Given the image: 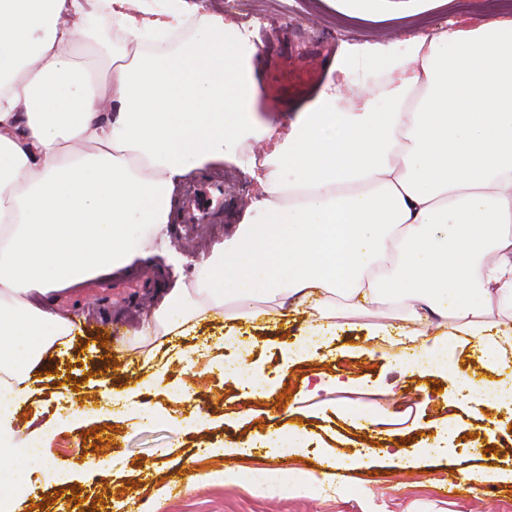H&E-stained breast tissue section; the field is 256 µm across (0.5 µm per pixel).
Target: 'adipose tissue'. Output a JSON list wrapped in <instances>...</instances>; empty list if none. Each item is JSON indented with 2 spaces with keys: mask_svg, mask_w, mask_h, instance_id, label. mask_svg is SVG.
I'll return each instance as SVG.
<instances>
[{
  "mask_svg": "<svg viewBox=\"0 0 512 512\" xmlns=\"http://www.w3.org/2000/svg\"><path fill=\"white\" fill-rule=\"evenodd\" d=\"M399 22L451 0H327ZM108 15L120 56L75 62ZM256 41L179 0H0V512L52 454L17 418L32 369L76 327L56 295L170 251L175 183L261 150V198L236 234L171 288L133 342L144 359L211 318L251 324L302 307L315 336L342 308L427 352L472 343L512 362V20L345 45L285 136L262 119ZM385 100L377 109V100ZM455 323L456 337L446 332Z\"/></svg>",
  "mask_w": 512,
  "mask_h": 512,
  "instance_id": "adipose-tissue-1",
  "label": "adipose tissue"
}]
</instances>
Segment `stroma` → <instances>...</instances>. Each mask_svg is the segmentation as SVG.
Masks as SVG:
<instances>
[{"label":"stroma","mask_w":512,"mask_h":512,"mask_svg":"<svg viewBox=\"0 0 512 512\" xmlns=\"http://www.w3.org/2000/svg\"><path fill=\"white\" fill-rule=\"evenodd\" d=\"M199 2L244 26L255 17L263 20V56L256 64L263 87L274 79V64L282 53L317 52L333 62L343 43L389 34L388 29L351 21L325 0ZM450 19L474 26L487 17L476 0L465 5L452 0L447 7L417 15L408 27L427 31ZM205 181L223 187L224 202L209 211L198 233L183 222L182 214L190 189ZM252 193L248 168L229 161L211 167L207 177H187L170 212V242L188 252L182 268L170 265L162 253H152L108 279L114 285L140 278L146 287L106 300L81 287L57 305V312L72 317L78 333L52 347L37 366L35 393L20 418L47 428L44 442L56 467L71 471L72 477L66 482L35 477L33 494L17 501L16 512H65L75 494L82 512H118L119 504L131 500L138 512H512V403L489 410L459 395L457 373L469 374L475 385L485 375L471 350L456 352L447 374L419 376L401 361L402 346L373 339L374 315L358 311L345 312L327 339L311 347L304 361L290 365L283 354L297 351L304 334L302 315L293 313L287 320L260 325L221 319L204 323L195 334L174 341L176 350L194 355V362H171L161 380L144 366L140 351L124 347V338L139 329L144 313L160 304L169 283L191 275L214 244L235 234ZM224 336L250 338L246 362L273 388V398L252 396L197 356L203 343ZM103 380L112 390L135 392L137 402L158 412V419L136 424L118 413L84 416L86 397L100 394ZM351 392L371 395L380 407L378 424L366 430L350 419L340 397ZM449 402L455 406V439L447 454L422 455V448L444 429ZM271 427L302 428L300 455L284 462L294 473L319 474V460L327 451L342 458L355 449L393 441L406 453L401 459L379 457L368 467L338 471L334 486L316 491L270 495L242 482H190L193 473L220 470L230 461L271 467L272 451L263 443H255L246 457L225 448ZM470 434L480 441L477 450L468 447ZM105 457L112 469L103 474L94 464ZM451 475L472 483L475 494L442 497L440 485ZM176 481L191 483V490L171 493Z\"/></svg>","instance_id":"35a3bbf8"}]
</instances>
